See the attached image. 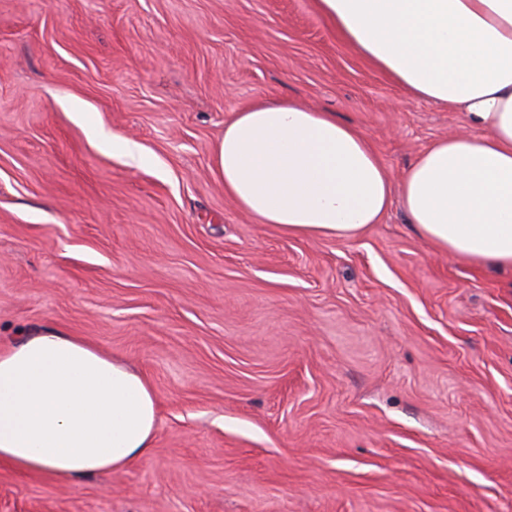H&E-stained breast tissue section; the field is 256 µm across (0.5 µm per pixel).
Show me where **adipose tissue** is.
Here are the masks:
<instances>
[{
  "instance_id": "ef3b65f1",
  "label": "adipose tissue",
  "mask_w": 512,
  "mask_h": 512,
  "mask_svg": "<svg viewBox=\"0 0 512 512\" xmlns=\"http://www.w3.org/2000/svg\"><path fill=\"white\" fill-rule=\"evenodd\" d=\"M317 12L412 97L466 113L474 132L421 151L393 185L368 137L335 113L254 103L213 163L238 207L279 231L352 238L400 203L449 255L512 268V0H315ZM149 379L55 328L0 345V462L61 484L152 451Z\"/></svg>"
}]
</instances>
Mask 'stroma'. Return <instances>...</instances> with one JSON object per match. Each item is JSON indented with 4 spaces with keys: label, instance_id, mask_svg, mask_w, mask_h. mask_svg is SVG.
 <instances>
[{
    "label": "stroma",
    "instance_id": "obj_1",
    "mask_svg": "<svg viewBox=\"0 0 512 512\" xmlns=\"http://www.w3.org/2000/svg\"><path fill=\"white\" fill-rule=\"evenodd\" d=\"M288 97L360 127L396 184L472 131L314 0H0V342L85 337L159 403L124 470L0 463V512H512V270L396 207L351 239L239 210L214 147Z\"/></svg>",
    "mask_w": 512,
    "mask_h": 512
}]
</instances>
